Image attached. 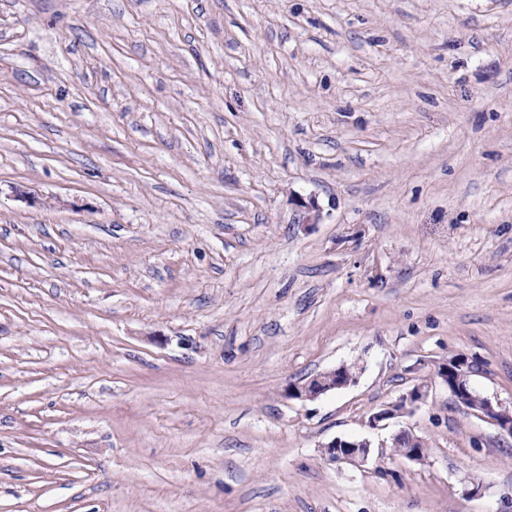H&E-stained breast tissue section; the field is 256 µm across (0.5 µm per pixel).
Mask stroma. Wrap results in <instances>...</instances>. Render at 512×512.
<instances>
[{
  "instance_id": "obj_1",
  "label": "stroma",
  "mask_w": 512,
  "mask_h": 512,
  "mask_svg": "<svg viewBox=\"0 0 512 512\" xmlns=\"http://www.w3.org/2000/svg\"><path fill=\"white\" fill-rule=\"evenodd\" d=\"M454 357L512 409V0H0V512H512ZM347 365H339L329 371L322 372L301 385H290L287 395L298 400H315L322 394L336 388H347L357 383L356 373L347 378L345 370ZM427 396L428 386L417 385L402 394L395 402L382 405L372 412L366 420V425L372 430L387 428L393 421L413 414ZM402 434L411 435V440H412L411 445L416 446V447L410 448V439L409 438L397 439L396 441L392 442V445H391L392 452L398 456H401V453L405 450V448H407L403 452L401 457H403L404 459H406L408 461H413V462L422 461L426 456V453L423 448L424 442L422 441V439L418 436L416 437V436L412 435L411 433L407 432L406 430L400 431L394 437H396L398 435H402ZM323 454L331 462L345 461L363 465L372 455L371 443L368 440L352 441L335 438L323 445Z\"/></svg>"
}]
</instances>
